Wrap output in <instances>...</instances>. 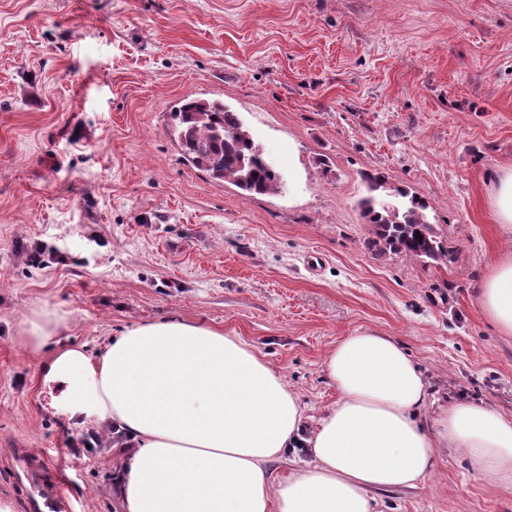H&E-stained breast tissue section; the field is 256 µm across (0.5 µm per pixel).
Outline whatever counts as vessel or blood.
I'll list each match as a JSON object with an SVG mask.
<instances>
[{
  "instance_id": "vessel-or-blood-1",
  "label": "vessel or blood",
  "mask_w": 512,
  "mask_h": 512,
  "mask_svg": "<svg viewBox=\"0 0 512 512\" xmlns=\"http://www.w3.org/2000/svg\"><path fill=\"white\" fill-rule=\"evenodd\" d=\"M9 481L25 486L26 512H75L74 499L54 461L14 449L9 466Z\"/></svg>"
}]
</instances>
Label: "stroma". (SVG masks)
I'll use <instances>...</instances> for the list:
<instances>
[{"label":"stroma","instance_id":"obj_1","mask_svg":"<svg viewBox=\"0 0 512 512\" xmlns=\"http://www.w3.org/2000/svg\"><path fill=\"white\" fill-rule=\"evenodd\" d=\"M237 112L281 192L243 196L182 156L171 111ZM512 166V0H0V512L15 448L48 454L77 512H120L122 448L68 419L26 321L98 353L166 319L251 344L309 424L336 341L392 337L436 404L512 416V336L474 285L512 243L490 205ZM426 200L448 263L377 254L365 174ZM376 512H512V479L442 451ZM27 324V336L30 346L34 350L40 349L46 340L55 336L59 327L58 322L49 318L47 315L33 317L28 320Z\"/></svg>","mask_w":512,"mask_h":512}]
</instances>
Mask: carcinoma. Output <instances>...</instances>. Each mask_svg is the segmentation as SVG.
Returning a JSON list of instances; mask_svg holds the SVG:
<instances>
[{"label": "carcinoma", "instance_id": "1", "mask_svg": "<svg viewBox=\"0 0 512 512\" xmlns=\"http://www.w3.org/2000/svg\"><path fill=\"white\" fill-rule=\"evenodd\" d=\"M175 132L184 155L212 178L228 182L243 195L274 194L282 179L266 161L263 152L237 113L219 102L187 101L173 112ZM369 195L360 207L371 225V245L381 254L401 252L409 256L446 263L452 250L439 238L427 219L429 204L401 187H390L383 175L366 176ZM381 191L398 199L393 204L377 198ZM421 238H416L415 234Z\"/></svg>", "mask_w": 512, "mask_h": 512}]
</instances>
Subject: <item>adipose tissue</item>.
Segmentation results:
<instances>
[{"mask_svg": "<svg viewBox=\"0 0 512 512\" xmlns=\"http://www.w3.org/2000/svg\"><path fill=\"white\" fill-rule=\"evenodd\" d=\"M489 182L512 239V168ZM476 292L511 336L512 251L495 256ZM323 366L339 398L312 429L297 392L251 345L175 319L128 327L95 356L60 346L45 378L64 384L68 419L124 438L121 512H374L373 491L414 486L444 448L512 477V417L463 400L424 417L427 379L392 338L344 337ZM292 448L307 449V468L272 482L269 464Z\"/></svg>", "mask_w": 512, "mask_h": 512, "instance_id": "adipose-tissue-1", "label": "adipose tissue"}]
</instances>
